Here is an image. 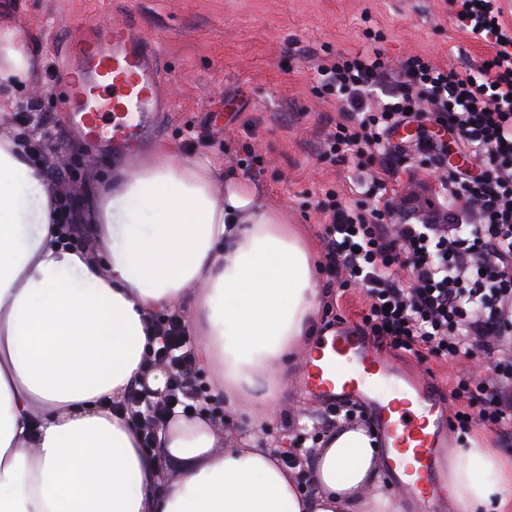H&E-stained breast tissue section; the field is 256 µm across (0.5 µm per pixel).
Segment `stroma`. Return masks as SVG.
Segmentation results:
<instances>
[{
	"instance_id": "stroma-1",
	"label": "stroma",
	"mask_w": 512,
	"mask_h": 512,
	"mask_svg": "<svg viewBox=\"0 0 512 512\" xmlns=\"http://www.w3.org/2000/svg\"><path fill=\"white\" fill-rule=\"evenodd\" d=\"M121 16L131 17L157 41L164 74L173 82L165 138L157 145L145 141L140 157L173 149L185 159L211 157L221 169L246 176L261 187L265 200L285 211L318 264L326 219L315 207L317 200L331 188L354 204H363L364 197L354 183V161L340 163L324 153L323 133L338 111L334 97L317 93L308 54L364 50L372 32L381 34L385 54L394 62L420 52L462 73L488 52L457 29L445 0H0V26L24 29L32 55L52 73L63 61L67 18L106 22ZM218 86L224 89L220 103L210 96ZM13 99L31 102L52 146L73 154L70 168L48 170L51 190L69 197L104 174L111 146L75 133L50 84H27ZM438 186L437 171L410 157L393 183L401 199L396 221L414 224L434 214L439 223H456L460 205L439 197ZM319 286L318 333H330L340 321L361 324L367 299L359 288L324 275ZM312 346L303 341L289 355L285 391L274 411L228 415L218 431L220 445L242 443L258 430L282 448L297 437L316 448L324 433L340 425H370L360 403L331 407L303 394L301 359ZM389 355L400 366L440 381L441 402L453 412L463 405L453 395L458 380L489 372L493 361L480 351L456 360L395 349Z\"/></svg>"
}]
</instances>
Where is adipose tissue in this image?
Instances as JSON below:
<instances>
[{
	"instance_id": "obj_1",
	"label": "adipose tissue",
	"mask_w": 512,
	"mask_h": 512,
	"mask_svg": "<svg viewBox=\"0 0 512 512\" xmlns=\"http://www.w3.org/2000/svg\"><path fill=\"white\" fill-rule=\"evenodd\" d=\"M29 69L25 33L0 27V103ZM93 192L95 254L62 237L25 139L0 138V512H401L359 427L330 432L299 470L269 448L214 453L213 423L177 414L157 443L181 467L163 475L140 430L109 408L164 383L151 318L191 304L199 365L230 409H274L284 376L270 368L318 309L313 259L255 183L231 172L216 182L208 158L112 165ZM447 486L451 512H512V454L456 450Z\"/></svg>"
}]
</instances>
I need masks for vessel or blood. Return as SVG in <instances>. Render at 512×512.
I'll use <instances>...</instances> for the list:
<instances>
[{
    "mask_svg": "<svg viewBox=\"0 0 512 512\" xmlns=\"http://www.w3.org/2000/svg\"><path fill=\"white\" fill-rule=\"evenodd\" d=\"M66 52L79 66L57 76L55 86L80 137L128 153L144 135L159 132L171 95L161 83L157 45L134 23L101 22L90 36L74 23ZM301 383L319 402L364 404L384 442L388 474L412 459L405 490L426 501L440 497L445 413L434 380L399 370L384 345L342 323L306 353Z\"/></svg>",
    "mask_w": 512,
    "mask_h": 512,
    "instance_id": "obj_1",
    "label": "vessel or blood"
}]
</instances>
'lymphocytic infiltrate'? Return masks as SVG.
Returning <instances> with one entry per match:
<instances>
[{"label":"lymphocytic infiltrate","instance_id":"obj_1","mask_svg":"<svg viewBox=\"0 0 512 512\" xmlns=\"http://www.w3.org/2000/svg\"><path fill=\"white\" fill-rule=\"evenodd\" d=\"M503 0H452L457 28L481 41L489 54L475 73L440 66L412 54L392 66L381 49L342 51L308 61L322 89L335 96L339 118L324 133L326 152L343 162L374 160L365 205H349L328 190L317 208L327 219V275L364 290V327L389 347L457 359L480 349L495 357L491 377L460 379L465 399L453 428L480 423L512 438V24ZM415 126L411 147L394 146L390 133ZM473 158L449 169L445 134ZM440 170L441 194L461 201L460 224H396L388 184L407 155ZM155 359L176 379L193 359L181 315L155 320Z\"/></svg>","mask_w":512,"mask_h":512}]
</instances>
